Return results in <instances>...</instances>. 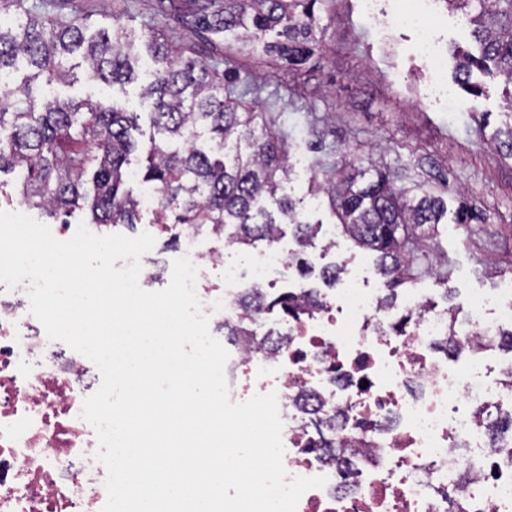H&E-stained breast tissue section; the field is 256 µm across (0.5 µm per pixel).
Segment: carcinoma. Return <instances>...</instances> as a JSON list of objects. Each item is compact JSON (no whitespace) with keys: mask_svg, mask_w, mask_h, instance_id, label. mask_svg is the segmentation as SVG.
Returning <instances> with one entry per match:
<instances>
[{"mask_svg":"<svg viewBox=\"0 0 512 512\" xmlns=\"http://www.w3.org/2000/svg\"><path fill=\"white\" fill-rule=\"evenodd\" d=\"M318 0H190L199 27L253 40L271 32L266 51L290 65L314 54ZM467 17L480 56L456 54V77L468 85L473 70L512 86V0H443ZM84 18L54 21L25 6L0 0V74L21 61L29 68L12 84L9 105L0 108V174L26 172L21 197L29 209L49 218L87 214L92 224L136 223L140 198L126 188L130 157L141 154L142 181L155 185L156 214L167 220L178 209L180 224L211 225L230 231L240 248L271 242L289 225L301 247L312 245L320 225L306 221L297 202L278 194L288 173L285 140L267 130L263 113L246 103L231 78L196 57L190 48L170 45L161 34L138 46L119 22L89 34ZM80 52L88 77L107 85L137 79L142 57L153 63L141 96L152 100L154 133L138 144L132 131L138 113L113 103L59 99L41 101L42 82L74 78L68 56ZM341 233L376 254L375 272L389 291L410 282L414 252L425 249L448 214L444 196L428 191L408 195L389 174L349 177L344 187L324 188ZM483 212L463 202L454 223L485 222ZM301 273H318L336 285L337 269L315 270L301 261ZM278 307L293 316L302 304L288 297L264 298L252 291L241 304L244 317Z\"/></svg>","mask_w":512,"mask_h":512,"instance_id":"cac0c4a2","label":"carcinoma"}]
</instances>
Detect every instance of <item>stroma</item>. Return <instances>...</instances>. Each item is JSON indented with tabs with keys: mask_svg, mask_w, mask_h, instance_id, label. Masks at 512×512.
I'll use <instances>...</instances> for the list:
<instances>
[{
	"mask_svg": "<svg viewBox=\"0 0 512 512\" xmlns=\"http://www.w3.org/2000/svg\"><path fill=\"white\" fill-rule=\"evenodd\" d=\"M40 14L69 20L90 16L97 27L120 21L134 41L151 33L175 45H192L236 81H247L246 101L255 103L274 132L285 135L289 175L283 191L299 200L310 221L334 223L322 185L351 170L387 171L399 187H448L449 208L475 205L487 217L480 231L438 225L428 256L413 284L447 306L449 297L488 293L500 275L512 274V160L501 159L490 137L506 122L504 85L481 79L483 93H459L448 106L455 49L476 46L467 27L439 0L433 35L441 59V84L430 88V64L416 50L413 30L392 25L404 0H382L389 26L379 32L361 0H322L316 5L318 46L301 70L265 49L234 36L196 27L185 0H33ZM70 84L50 96L116 101L139 113L134 136L147 142L151 104L139 84L111 87L76 68Z\"/></svg>",
	"mask_w": 512,
	"mask_h": 512,
	"instance_id": "stroma-1",
	"label": "stroma"
}]
</instances>
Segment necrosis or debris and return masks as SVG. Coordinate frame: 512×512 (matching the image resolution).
Segmentation results:
<instances>
[{"label":"necrosis or debris","instance_id":"obj_1","mask_svg":"<svg viewBox=\"0 0 512 512\" xmlns=\"http://www.w3.org/2000/svg\"><path fill=\"white\" fill-rule=\"evenodd\" d=\"M198 268L209 330L223 339L250 290L313 297L298 317L266 309L229 347V398L276 392L289 477H326L296 512H512V438L488 423L512 413V357L496 341L512 328V276L455 309L405 289L386 306L361 260H342L335 287L290 272L280 241L240 258L207 228L150 224ZM27 284L0 283V512H101L107 470L95 427L81 418L102 376L87 357L49 340ZM281 339L266 346L268 335ZM453 348L439 355L436 342Z\"/></svg>","mask_w":512,"mask_h":512}]
</instances>
